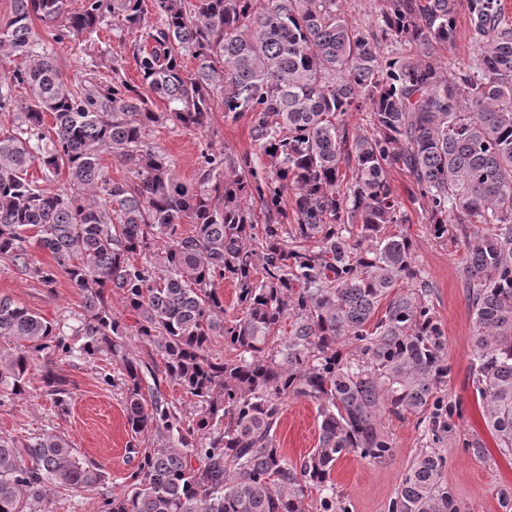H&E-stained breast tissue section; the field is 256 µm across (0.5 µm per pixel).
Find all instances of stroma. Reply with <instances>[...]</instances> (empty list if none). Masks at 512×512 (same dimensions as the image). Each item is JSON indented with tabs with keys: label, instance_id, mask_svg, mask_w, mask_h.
Returning <instances> with one entry per match:
<instances>
[{
	"label": "stroma",
	"instance_id": "1",
	"mask_svg": "<svg viewBox=\"0 0 512 512\" xmlns=\"http://www.w3.org/2000/svg\"><path fill=\"white\" fill-rule=\"evenodd\" d=\"M130 39H118L105 31L100 41L75 48L66 41L53 46L57 63L66 76L81 72L91 56L105 61L119 59L131 82L139 75L129 52ZM150 142L169 155L178 177L196 181L200 156L207 149L244 154L253 152L249 120L225 119L222 108H214L208 131H189L170 124L153 126ZM409 223L388 225L385 235L403 234L413 242L416 260L432 285V304L448 337V359L452 375L446 394L455 406L457 429L441 447L447 458L443 480L465 512H512L504 505L502 493L512 494V457L502 455L498 440L488 428L481 401L471 384V355L474 350L473 320L466 297L461 268L465 258L459 244L434 240L422 213L409 209ZM39 313L51 321L72 323L80 311L82 299L70 288L65 275H58L47 287L24 269L0 258V296ZM61 376L72 385L68 413H58L38 382H31L28 392L0 406V437H23L53 433L63 437L80 458L98 465L107 475L105 485L92 491L53 492L36 507V512H99L103 495L120 493L134 463L127 458L129 440L123 398L119 390L99 384L98 366L75 359L56 364ZM394 448L391 456L373 463L349 454L341 459L332 478L343 506L348 512H389V504L406 467L425 448L427 440L415 419L389 420ZM276 440L288 455L297 460L316 448L319 426L315 403L308 398L289 399L275 431ZM477 440L485 452L470 454L467 442Z\"/></svg>",
	"mask_w": 512,
	"mask_h": 512
}]
</instances>
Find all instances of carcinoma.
<instances>
[{
	"mask_svg": "<svg viewBox=\"0 0 512 512\" xmlns=\"http://www.w3.org/2000/svg\"><path fill=\"white\" fill-rule=\"evenodd\" d=\"M152 2V25L144 0H83L74 12L68 0H13L0 23V60H19L0 71V112L15 115L0 135V258L46 286L62 272L82 298L67 326L0 297V404L37 375L66 413L72 392L56 360L108 365L98 382L124 394L136 465L100 512H314L316 503L347 512L336 463L350 453L385 461L386 421L413 415L432 445L406 468L390 512H464L436 449L456 427L443 395L448 339L411 240L382 233L408 223L389 179L402 170L433 239L463 246L472 385L500 453L511 456L504 0H389L365 31L349 23L343 0ZM462 5L467 63L435 54L454 49ZM34 17L54 41L78 46L115 21L116 32L136 30L140 83L117 60L105 78L93 59L85 74L64 77ZM216 104L226 119L248 116L255 152H203L197 182L182 181L147 132L166 122L204 130ZM353 112L369 132L347 123ZM104 154L126 166V180L106 176ZM34 165L62 186L38 185ZM31 236L54 264L29 263ZM223 281L235 288L229 309ZM219 338L225 353L215 352ZM164 381L195 400L194 418L169 402ZM292 397L315 402L319 422L317 447L295 462L274 435ZM105 482L57 435L0 438V512H35L51 491Z\"/></svg>",
	"mask_w": 512,
	"mask_h": 512,
	"instance_id": "cac0c4a2",
	"label": "carcinoma"
}]
</instances>
